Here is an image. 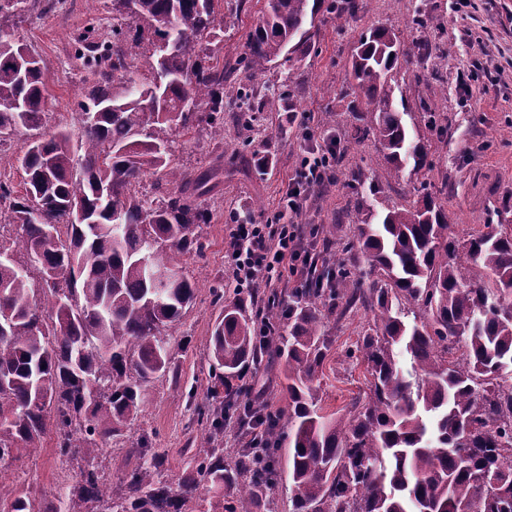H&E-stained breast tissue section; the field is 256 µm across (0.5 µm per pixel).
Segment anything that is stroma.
Listing matches in <instances>:
<instances>
[{
	"mask_svg": "<svg viewBox=\"0 0 512 512\" xmlns=\"http://www.w3.org/2000/svg\"><path fill=\"white\" fill-rule=\"evenodd\" d=\"M357 3V10L340 27L327 14H319L306 53L291 54L288 62L272 64L256 76L245 67L247 37L263 16L265 0H243L236 7L220 0L216 8L221 23L201 58L223 68L225 102L236 100L242 89L275 91L287 80L293 81L295 94L292 111L256 112L247 122L228 107L223 139H211L202 125L173 135V165L195 172L217 165L223 174L203 201L211 213L210 223L201 228L204 250L181 259L184 276L198 290L193 304L169 330L176 371L154 382L142 411L124 430L125 437L148 436L154 448L164 451L170 480L181 476L193 455L218 447L230 467L249 446V435L234 417L225 422L223 434L210 437L185 394L193 386L205 391L208 383V338L223 310L214 292L230 275L224 263L225 226L234 213L251 214L262 223L274 218L304 148L346 139L360 126L359 113L350 108L351 62L369 29L387 27L402 45L419 48L421 60L392 81V99L405 103L407 123L428 139L440 161L422 177L391 176L375 137L366 136L337 163L335 183L312 193L294 223L334 224L348 237L359 198H366L381 214L387 204L411 195L424 183L444 202L453 234L468 235L488 222L512 233V0H470L462 15L453 11L452 0ZM92 18L103 33H110L116 21L112 0H60L49 13L36 0L27 12L0 18V31L46 66L44 130H67L76 143L83 134L76 104L96 76L75 59V39ZM469 67L474 79L462 95L456 89V75ZM428 112L439 116L442 131L426 128ZM372 325V313L362 309L325 318L322 332L330 349L319 375L325 412L343 414L355 397L367 392L365 364L353 362L345 352ZM286 369L282 359L252 367L265 386L271 411L280 415L288 412ZM56 442L55 431H47L38 454L15 463L0 479V490L19 485L39 498L71 484L76 465L59 455Z\"/></svg>",
	"mask_w": 512,
	"mask_h": 512,
	"instance_id": "obj_1",
	"label": "stroma"
}]
</instances>
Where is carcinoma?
Here are the masks:
<instances>
[{"label": "carcinoma", "mask_w": 512, "mask_h": 512, "mask_svg": "<svg viewBox=\"0 0 512 512\" xmlns=\"http://www.w3.org/2000/svg\"><path fill=\"white\" fill-rule=\"evenodd\" d=\"M113 0L124 26L113 43L95 40V26L76 38L75 57L99 78L86 89L79 116L80 151L58 131L39 134L45 83L41 61L15 76L19 47L0 39V142L24 129L17 158L25 174L19 195L0 180V469L35 455L47 427L58 453L83 461L74 485L47 505L15 488L0 494V512H186L200 484L208 512H233L237 494L259 503L277 480L280 423L256 418L263 455L248 448L234 468L224 449L194 458L192 472L162 478L164 455L142 437L125 449L134 461L118 482L93 460L123 435L151 384L174 371L167 331L193 303L196 286L180 259L204 249L210 223L198 196L216 172L171 165L170 131L203 124L224 136V71L202 63L200 40L216 22L218 0ZM325 0H266L249 34L247 67L268 69L280 56L306 52V28ZM152 37L149 54L144 35ZM415 53L394 32L375 28L353 57V111L370 113L351 135H374L389 174L408 162L414 173L436 166L431 145L411 135L393 108L388 80ZM241 112L276 109L283 95ZM160 173L173 186L151 198L143 177ZM328 246L366 258L370 283L342 259L327 271L333 287L312 284L288 295V335L263 348L286 358L289 474L295 512H512V235L494 224L459 238L449 232L441 200L423 186L376 218L360 203L353 235ZM23 253L30 266L13 259ZM363 307L374 328L346 352L366 364L369 392L340 416L321 414L319 371L329 346L323 319ZM281 318L277 305L252 307L235 297L209 338L212 372L198 421L224 432V415L247 397L236 385L262 357L255 326ZM410 356L413 372L399 355Z\"/></svg>", "instance_id": "1"}]
</instances>
